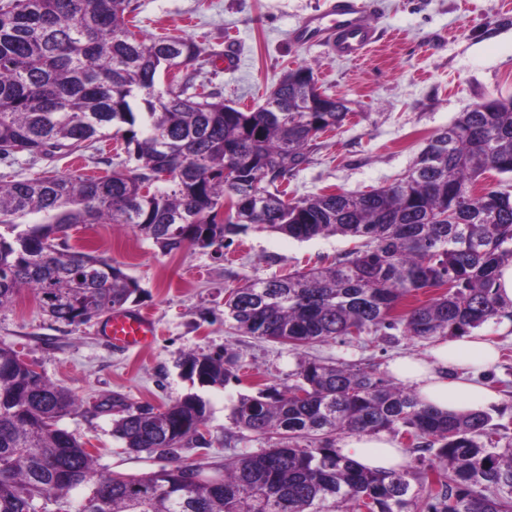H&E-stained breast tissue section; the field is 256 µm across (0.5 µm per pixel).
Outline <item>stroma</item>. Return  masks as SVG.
Listing matches in <instances>:
<instances>
[{
    "instance_id": "stroma-1",
    "label": "stroma",
    "mask_w": 512,
    "mask_h": 512,
    "mask_svg": "<svg viewBox=\"0 0 512 512\" xmlns=\"http://www.w3.org/2000/svg\"><path fill=\"white\" fill-rule=\"evenodd\" d=\"M377 38L357 60H343L323 45H302L293 31L326 0H131L144 35L170 32L202 45L206 53L187 69L193 84H205L241 110L262 105L288 70L313 69L328 94L347 101L351 113L336 133L321 137L308 162L284 184L292 198L324 189L364 192L391 183L414 164L427 139L473 104L512 99V0H366ZM113 141L83 157L32 156L0 159V177L25 179L45 172L97 175L118 166ZM68 242L122 263L140 291L132 309L148 312L160 335L150 347L123 350L100 334L101 320L71 329L51 320L33 292L22 289L0 310V344L32 362L49 382L71 390L81 403L61 428L93 448L102 471L140 474L159 468L148 455L126 454L112 436V417L95 412L118 394L127 402L155 406L190 392L179 362L187 353L230 349L241 364L239 378L225 388H201L208 401L210 462L256 452L265 440L225 443L229 408L257 380L294 384L297 354L287 347L236 334L224 321L229 289L256 278L320 266L352 248L341 236L299 241L248 229L222 253L196 247L165 255L128 229L80 224ZM482 332L499 346V359L485 379L499 399L489 405L495 422H512V323H488ZM433 340L394 331L370 342L331 340L307 348L326 360L384 371L395 357L430 356Z\"/></svg>"
}]
</instances>
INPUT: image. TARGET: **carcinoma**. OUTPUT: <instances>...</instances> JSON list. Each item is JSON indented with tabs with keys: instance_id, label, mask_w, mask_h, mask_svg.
Instances as JSON below:
<instances>
[{
	"instance_id": "carcinoma-1",
	"label": "carcinoma",
	"mask_w": 512,
	"mask_h": 512,
	"mask_svg": "<svg viewBox=\"0 0 512 512\" xmlns=\"http://www.w3.org/2000/svg\"><path fill=\"white\" fill-rule=\"evenodd\" d=\"M130 2L0 0V157L81 154L104 138L126 153L101 176L0 182L1 309L29 288L51 319L77 328L138 293L120 263L68 245L76 224L129 228L165 255L222 248L254 226L355 247L326 267L231 289L224 320L244 336L298 351L392 329L430 339L512 322L496 287L512 265V184L481 185L491 171L512 175V106L491 98L459 113L389 185L290 202L277 181L343 126V99L300 66L262 106L240 111L184 77L200 44L145 37ZM237 363L227 351L188 353L180 367L223 388ZM296 377L237 397L225 440L249 433L268 447L222 464L181 457L211 446L197 393L159 407L108 398L97 410L112 413V437L165 465L102 473L58 426L77 398L0 345V512H512V436L489 413L439 411L375 369L340 362L302 356ZM380 431L440 466L377 472L336 448L340 433ZM83 484L97 492L90 510L70 499Z\"/></svg>"
}]
</instances>
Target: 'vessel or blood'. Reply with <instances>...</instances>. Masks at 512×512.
I'll return each mask as SVG.
<instances>
[{"label": "vessel or blood", "instance_id": "b4317fda", "mask_svg": "<svg viewBox=\"0 0 512 512\" xmlns=\"http://www.w3.org/2000/svg\"><path fill=\"white\" fill-rule=\"evenodd\" d=\"M295 37L302 43L324 42L337 57L356 59L374 43L376 29L363 0H330L326 11L300 21ZM103 334L114 347L129 350L150 345L157 328L146 314L117 311L105 321Z\"/></svg>", "mask_w": 512, "mask_h": 512}]
</instances>
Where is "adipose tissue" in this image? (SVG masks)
<instances>
[{
	"instance_id": "adipose-tissue-1",
	"label": "adipose tissue",
	"mask_w": 512,
	"mask_h": 512,
	"mask_svg": "<svg viewBox=\"0 0 512 512\" xmlns=\"http://www.w3.org/2000/svg\"><path fill=\"white\" fill-rule=\"evenodd\" d=\"M433 363L401 357L388 370L413 387L422 402L448 412L479 410L496 395L481 377L497 357L494 344L480 333L454 338L434 347ZM341 451L370 469L389 470L404 462L398 443L384 433L356 434L343 441Z\"/></svg>"
}]
</instances>
